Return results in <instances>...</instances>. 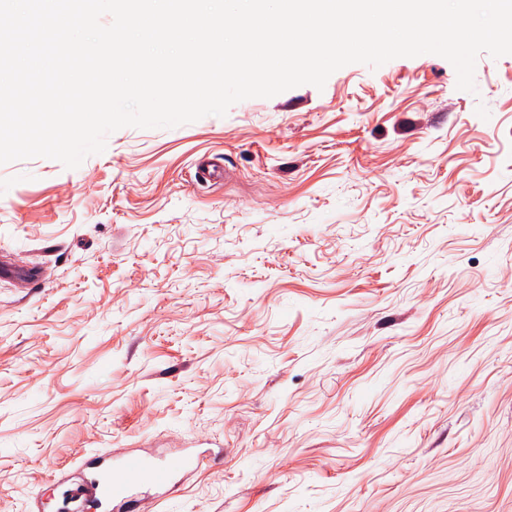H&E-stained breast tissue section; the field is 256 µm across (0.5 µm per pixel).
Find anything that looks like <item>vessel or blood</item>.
Instances as JSON below:
<instances>
[{"mask_svg": "<svg viewBox=\"0 0 512 512\" xmlns=\"http://www.w3.org/2000/svg\"><path fill=\"white\" fill-rule=\"evenodd\" d=\"M199 453L167 458L134 450L109 452L95 459L96 472L77 486L59 481L63 505L80 503L84 512H97L104 504L119 503L126 512H138L143 489H169L177 473L194 472Z\"/></svg>", "mask_w": 512, "mask_h": 512, "instance_id": "obj_1", "label": "vessel or blood"}]
</instances>
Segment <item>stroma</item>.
I'll return each mask as SVG.
<instances>
[{
  "mask_svg": "<svg viewBox=\"0 0 512 512\" xmlns=\"http://www.w3.org/2000/svg\"><path fill=\"white\" fill-rule=\"evenodd\" d=\"M474 80L354 63L0 164V512L121 448L223 451L147 512H512V55Z\"/></svg>",
  "mask_w": 512,
  "mask_h": 512,
  "instance_id": "35a3bbf8",
  "label": "stroma"
}]
</instances>
